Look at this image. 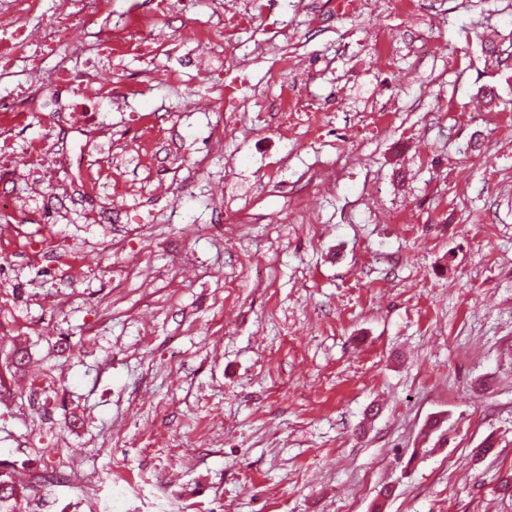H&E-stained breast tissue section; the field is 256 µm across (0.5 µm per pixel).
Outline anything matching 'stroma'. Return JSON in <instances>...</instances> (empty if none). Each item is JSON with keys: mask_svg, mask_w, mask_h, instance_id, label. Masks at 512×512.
<instances>
[{"mask_svg": "<svg viewBox=\"0 0 512 512\" xmlns=\"http://www.w3.org/2000/svg\"><path fill=\"white\" fill-rule=\"evenodd\" d=\"M181 2L158 38L216 23ZM309 3L319 25L258 0L236 45L263 39L267 9L287 19L245 93L274 98L285 56L312 111L242 114L210 151L193 43L166 60L186 86L101 112L91 166L129 144L131 115L164 129L151 166L118 163L124 210L109 180L60 201L0 165L39 248L0 262V364L30 354L0 390V464L52 477L41 512H512V0ZM68 112L15 126L16 160Z\"/></svg>", "mask_w": 512, "mask_h": 512, "instance_id": "35a3bbf8", "label": "stroma"}]
</instances>
